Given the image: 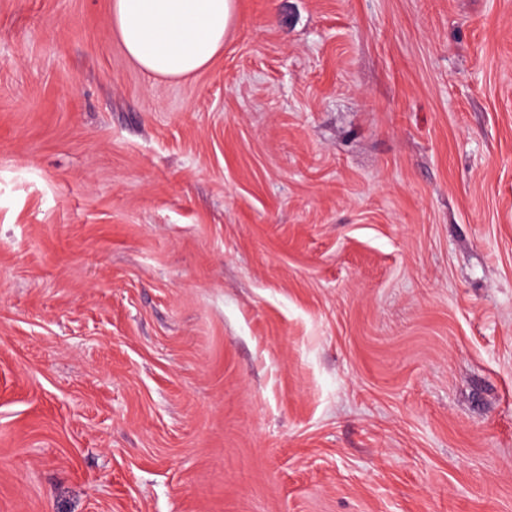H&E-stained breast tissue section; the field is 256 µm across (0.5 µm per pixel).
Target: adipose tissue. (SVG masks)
Returning a JSON list of instances; mask_svg holds the SVG:
<instances>
[{
	"instance_id": "ef3b65f1",
	"label": "adipose tissue",
	"mask_w": 512,
	"mask_h": 512,
	"mask_svg": "<svg viewBox=\"0 0 512 512\" xmlns=\"http://www.w3.org/2000/svg\"><path fill=\"white\" fill-rule=\"evenodd\" d=\"M234 16L235 0H112L111 24L144 74L181 79L223 49Z\"/></svg>"
}]
</instances>
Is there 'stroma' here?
Returning <instances> with one entry per match:
<instances>
[{
  "instance_id": "35a3bbf8",
  "label": "stroma",
  "mask_w": 512,
  "mask_h": 512,
  "mask_svg": "<svg viewBox=\"0 0 512 512\" xmlns=\"http://www.w3.org/2000/svg\"><path fill=\"white\" fill-rule=\"evenodd\" d=\"M110 6L0 0V512H512V0ZM234 16L235 0H113L111 24L144 74L181 79L224 48Z\"/></svg>"
}]
</instances>
